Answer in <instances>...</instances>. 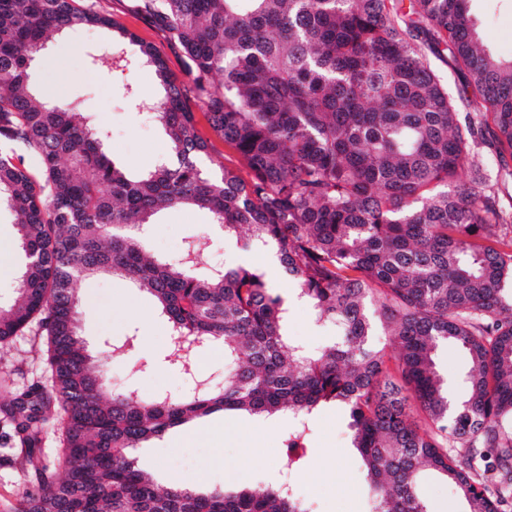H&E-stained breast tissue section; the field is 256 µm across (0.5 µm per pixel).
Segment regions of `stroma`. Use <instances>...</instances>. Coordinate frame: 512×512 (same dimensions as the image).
<instances>
[{
    "instance_id": "35a3bbf8",
    "label": "stroma",
    "mask_w": 512,
    "mask_h": 512,
    "mask_svg": "<svg viewBox=\"0 0 512 512\" xmlns=\"http://www.w3.org/2000/svg\"><path fill=\"white\" fill-rule=\"evenodd\" d=\"M88 6L116 18L139 43L151 44L163 56L176 77H183L179 55L160 30L147 25L132 9L131 0H87ZM473 12L482 41L498 56H512V0H475ZM111 31L77 30L50 39L32 64V77L41 86L60 85L63 93L84 99V107L96 122L111 132L107 154L115 162L136 169L150 167L164 151L163 130L126 107L119 87L105 67L89 63L92 54L103 53ZM195 236L209 239L213 265L243 263L262 270L272 288L289 305L288 336L293 343L315 349L330 332L316 325L308 306L296 300L295 282L275 262L272 252L241 251L235 239L216 231L208 216L191 206H175L161 212L148 229L147 243L158 258L174 260L186 242ZM0 257L11 269L0 274V301L9 299L16 286L21 256L16 246L12 216L0 212ZM81 296L78 318L81 336L92 353L104 351L105 341L136 335L137 345L122 357H108L106 376L112 389L135 386L144 396L179 394L182 375L160 357L169 339L168 323L151 298L128 282L102 276L77 283ZM34 331L15 337L0 349V403L9 393L27 389L46 376ZM151 360L153 366L137 373L133 365ZM292 426L290 419L259 420L244 414L214 413L197 418L144 443L135 455L155 482L178 481L190 486L265 484L280 481L282 441ZM311 454L305 469L293 481L300 497L312 512H366L367 498L359 457L350 446L347 422L342 411L326 407L309 421Z\"/></svg>"
}]
</instances>
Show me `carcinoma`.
<instances>
[{
    "label": "carcinoma",
    "instance_id": "obj_1",
    "mask_svg": "<svg viewBox=\"0 0 512 512\" xmlns=\"http://www.w3.org/2000/svg\"><path fill=\"white\" fill-rule=\"evenodd\" d=\"M471 0H135L179 51L189 83L112 17L79 0H0V211L23 257L0 305V348L36 324L47 383L11 395L19 463L37 478L12 512H310L283 483L160 487L133 451L217 411L293 426L280 466L302 471L307 425L326 405L348 414L369 512H429L428 470L467 512L512 508V207L485 172L484 134L512 177V59L479 39ZM115 33L109 75L134 111L161 127L166 151L135 172L106 155L108 132L70 96L44 98L31 66L55 33ZM464 75L462 112L428 52ZM141 61L163 94L128 82ZM245 162L248 177L201 167L210 144L189 100ZM193 206L244 250H272L314 322L333 335L315 351L288 337V306L264 274L209 266L204 236L163 261L145 243L162 210ZM250 234L243 237L239 229ZM119 276L149 294L169 354L197 377L201 348L224 344V385L144 397L109 389L104 359L81 338L82 278ZM425 412L390 374L380 337ZM463 351L459 405L436 368ZM57 435L55 471L43 459Z\"/></svg>",
    "mask_w": 512,
    "mask_h": 512
}]
</instances>
